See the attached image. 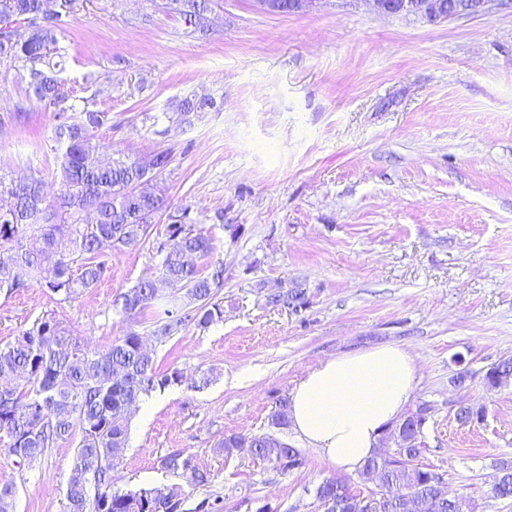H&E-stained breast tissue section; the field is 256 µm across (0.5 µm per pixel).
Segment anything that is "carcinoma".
<instances>
[{"mask_svg": "<svg viewBox=\"0 0 512 512\" xmlns=\"http://www.w3.org/2000/svg\"><path fill=\"white\" fill-rule=\"evenodd\" d=\"M84 0H0V65L15 72L25 97L55 112L53 138L59 151L60 192L47 199L42 180L23 181L0 174V293H18L36 283L69 301L95 287L108 272L104 257L120 248L136 249L150 239L152 224L167 210L155 178L171 153L129 156L106 163L96 131L112 124V115L95 109L96 97L109 95L111 81L100 85L83 106L69 102L60 74L64 56L59 35ZM179 15L187 36L205 35L213 25L211 0H162ZM213 107L208 97L175 102L178 121L189 123ZM187 211L170 214L167 237L154 246L161 275L182 292L180 304L164 310L166 321L153 335L167 339L186 321L200 329L223 315L217 299L224 283L219 265L202 276L189 257L206 254L211 239L185 222ZM157 299L151 281H141L113 301L117 312L134 320ZM269 306L305 304L299 288L266 295ZM143 336L130 329L103 347L83 344L54 316L46 314L0 345V382L12 388L0 394V453L33 466L63 440L77 441L65 492V512H182V499L167 487L120 490L114 487L116 461L127 445L132 409L156 389L181 382L178 369L160 372L152 353L141 350ZM512 378V360L486 374L489 384ZM426 402L408 409L404 447L378 449L359 476L374 484L366 496L347 481L328 478L315 488L324 512H405L402 498L414 497L415 512H469L463 496L450 497L440 475L419 463L424 445L413 439ZM224 454L246 450L283 472L303 466L301 452L273 435L224 438ZM162 468L185 476L192 487L209 484V475L182 453L161 459ZM17 487L0 486V512H15ZM495 499L512 498V467L500 469L490 489Z\"/></svg>", "mask_w": 512, "mask_h": 512, "instance_id": "obj_1", "label": "carcinoma"}]
</instances>
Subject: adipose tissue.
<instances>
[{"label":"adipose tissue","mask_w":512,"mask_h":512,"mask_svg":"<svg viewBox=\"0 0 512 512\" xmlns=\"http://www.w3.org/2000/svg\"><path fill=\"white\" fill-rule=\"evenodd\" d=\"M414 358L383 344L321 361L293 388L288 418L306 447L344 473L362 468L404 412Z\"/></svg>","instance_id":"ef3b65f1"}]
</instances>
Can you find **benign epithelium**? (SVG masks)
I'll list each match as a JSON object with an SVG mask.
<instances>
[{
    "label": "benign epithelium",
    "mask_w": 512,
    "mask_h": 512,
    "mask_svg": "<svg viewBox=\"0 0 512 512\" xmlns=\"http://www.w3.org/2000/svg\"><path fill=\"white\" fill-rule=\"evenodd\" d=\"M373 11L385 16H412L437 25L459 15H481L497 0H365Z\"/></svg>",
    "instance_id": "obj_1"
}]
</instances>
